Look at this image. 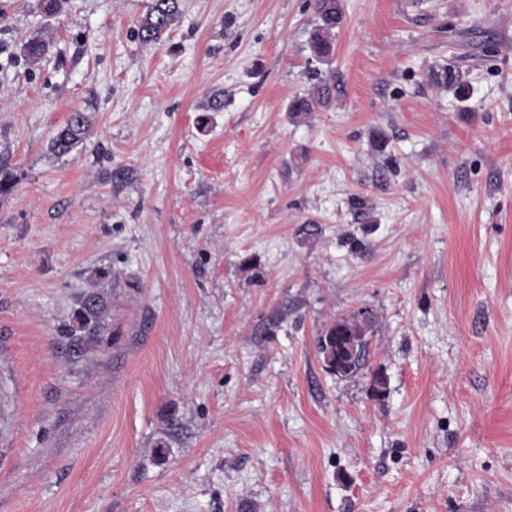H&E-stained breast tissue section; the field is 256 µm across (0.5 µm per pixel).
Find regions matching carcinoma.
<instances>
[{"instance_id": "cac0c4a2", "label": "carcinoma", "mask_w": 512, "mask_h": 512, "mask_svg": "<svg viewBox=\"0 0 512 512\" xmlns=\"http://www.w3.org/2000/svg\"><path fill=\"white\" fill-rule=\"evenodd\" d=\"M180 12V0H154L150 10L141 20L138 39L146 44H156L172 26ZM317 16L316 27L310 37L311 55L320 62H327L333 53L334 31L339 27L342 16L337 0H315ZM437 82L448 85L459 92L465 90L462 73L447 67L434 74ZM314 83L303 94L292 100L290 111L296 113L314 112L325 109L333 102L331 85L326 75L317 72ZM91 133L89 118L84 112L71 113L66 124L52 139L49 150L56 156H64L83 146ZM104 299L97 293L88 294L76 317L73 331L86 336H97L104 327ZM371 315L355 314L340 318L330 324L318 338L317 349L321 357H330L338 361L337 375L350 377L355 375L365 358L367 350L366 335L371 328Z\"/></svg>"}]
</instances>
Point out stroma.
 Segmentation results:
<instances>
[{
	"label": "stroma",
	"instance_id": "obj_1",
	"mask_svg": "<svg viewBox=\"0 0 512 512\" xmlns=\"http://www.w3.org/2000/svg\"><path fill=\"white\" fill-rule=\"evenodd\" d=\"M151 2L0 0V512H512V0ZM153 2L137 30L138 39L146 45L160 42L180 12V0H154ZM315 12L318 22L309 41L311 55L320 62H329L334 31L342 20L337 0H315ZM315 82L311 88L303 94H298L292 100L290 111L296 113L315 112L319 109H325L333 102L331 85L326 78V74L315 72L312 76ZM90 133L91 124L86 113L73 112L52 139L49 150L55 156L70 154L84 145ZM105 304L98 293L88 294L76 317V325L72 331L83 332L85 336H97L104 327ZM360 313L362 316L355 314L352 317L336 319L318 338L317 349L322 360L329 354L334 362L335 374L341 377L355 375L363 365L367 350L365 337L371 328L372 320L370 313L367 315L365 309H361ZM351 351L355 352L354 355ZM336 357L339 366L337 373Z\"/></svg>",
	"mask_w": 512,
	"mask_h": 512
}]
</instances>
